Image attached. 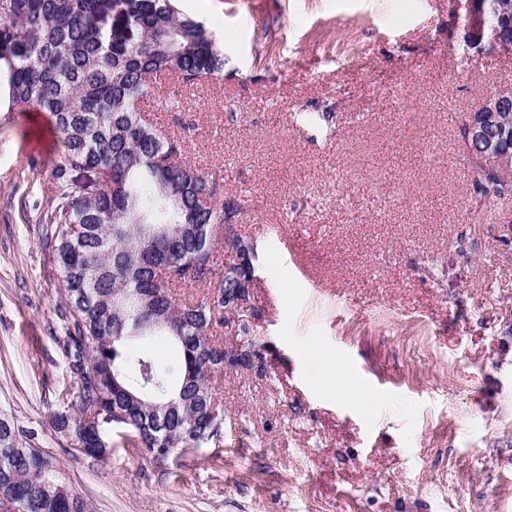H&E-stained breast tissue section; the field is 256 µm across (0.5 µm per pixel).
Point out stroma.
<instances>
[{"mask_svg":"<svg viewBox=\"0 0 512 512\" xmlns=\"http://www.w3.org/2000/svg\"><path fill=\"white\" fill-rule=\"evenodd\" d=\"M224 75L144 104L224 177L255 249L262 374L217 383V442L159 467L112 432L97 460L54 427L70 377L46 244L60 143L0 112V412L34 429L90 512H512V199L477 200L460 129L512 89L457 0H180ZM314 340L378 398L322 395Z\"/></svg>","mask_w":512,"mask_h":512,"instance_id":"obj_1","label":"stroma"}]
</instances>
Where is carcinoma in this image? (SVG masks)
Returning a JSON list of instances; mask_svg holds the SVG:
<instances>
[{
  "instance_id": "carcinoma-1",
  "label": "carcinoma",
  "mask_w": 512,
  "mask_h": 512,
  "mask_svg": "<svg viewBox=\"0 0 512 512\" xmlns=\"http://www.w3.org/2000/svg\"><path fill=\"white\" fill-rule=\"evenodd\" d=\"M483 2L498 36L512 39V0ZM224 65L216 39L178 0H0V94L10 112L49 113L62 146L50 170L59 194L46 240L62 277L73 387L54 421L90 457L112 452V426L150 457L221 437L211 378L224 373V294L250 282L244 254L253 251L226 229L243 222L245 206L224 195V177L184 160L185 140L148 123L140 104L163 77L194 86ZM98 167L113 179L95 193L70 178ZM220 240L237 256L222 270ZM187 286L207 292L176 301ZM155 339L171 341L178 359L137 350ZM0 504L88 512L35 433L5 416Z\"/></svg>"
}]
</instances>
